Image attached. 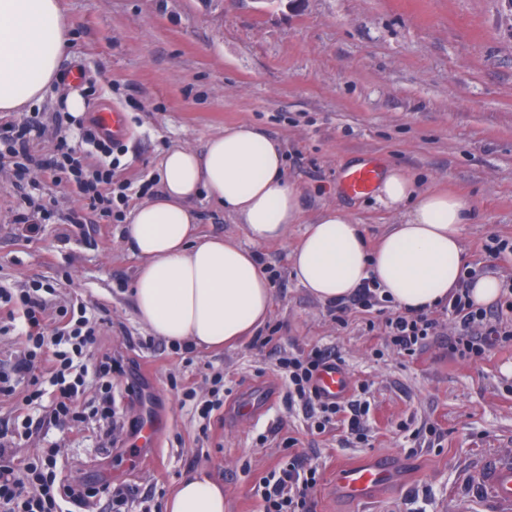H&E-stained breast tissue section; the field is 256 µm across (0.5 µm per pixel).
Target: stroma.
Masks as SVG:
<instances>
[{
  "mask_svg": "<svg viewBox=\"0 0 512 512\" xmlns=\"http://www.w3.org/2000/svg\"><path fill=\"white\" fill-rule=\"evenodd\" d=\"M72 47L60 87L29 109L42 129L32 153L55 152L59 90L78 89L89 114L125 112L117 176L157 175L175 145L201 148L231 125H256L284 145L285 167L300 189L303 221L287 239L261 247L273 303L261 328L267 345L244 338L222 350L175 354L134 311L137 260L122 225L84 211L65 184L39 172L17 182L0 157V286L42 288L55 309L83 298L101 324L88 353L137 366L114 377L117 418L107 442L93 415L33 434L16 453L28 458L56 440L61 480L121 484L129 512L163 507L180 479L201 467L224 484V512H262L255 490L299 454L318 469L313 512H486L471 480L496 454L512 455V344L464 362L448 350L450 322L416 355L398 353L385 333L384 303L337 316L293 277L288 254L322 206L343 204L377 241L395 223L374 194L342 183L354 164H395L430 187L454 190L478 210L464 225L469 269L512 282V265L488 257L490 237L512 240V0H62ZM83 79L73 82L74 70ZM41 204L35 237L16 222L24 196ZM334 348L365 402L363 430L340 419L318 430L289 406L279 357ZM220 393L210 420L184 405ZM274 398L256 417L235 416L251 393ZM153 418L155 444L139 438ZM372 455L406 461L400 484L375 502L334 498L338 464ZM151 504H144V497Z\"/></svg>",
  "mask_w": 512,
  "mask_h": 512,
  "instance_id": "1",
  "label": "stroma"
}]
</instances>
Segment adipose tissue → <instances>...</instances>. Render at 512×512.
<instances>
[{"mask_svg":"<svg viewBox=\"0 0 512 512\" xmlns=\"http://www.w3.org/2000/svg\"><path fill=\"white\" fill-rule=\"evenodd\" d=\"M71 30L59 0H0V113L40 104L59 80ZM158 187L136 205L123 228L138 259L133 299L138 321L169 343L219 349L254 334L273 297L257 247L304 231L289 254L298 284L333 302L367 280L399 309L430 310L447 302L464 268L461 229L476 207L420 185L390 166L375 196L396 224L377 244L345 208L328 205L304 223L300 190L288 179L279 141L252 125H233L202 148L172 147L161 159ZM206 197L240 224L242 238L202 237L194 202ZM165 512H224V485L200 469L184 476Z\"/></svg>","mask_w":512,"mask_h":512,"instance_id":"1","label":"adipose tissue"}]
</instances>
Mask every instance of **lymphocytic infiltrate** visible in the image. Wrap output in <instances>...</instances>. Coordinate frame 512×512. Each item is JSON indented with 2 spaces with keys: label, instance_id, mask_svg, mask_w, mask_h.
<instances>
[{
  "label": "lymphocytic infiltrate",
  "instance_id": "lymphocytic-infiltrate-1",
  "mask_svg": "<svg viewBox=\"0 0 512 512\" xmlns=\"http://www.w3.org/2000/svg\"><path fill=\"white\" fill-rule=\"evenodd\" d=\"M34 127L26 121L0 127V144L17 160L19 171L35 167L49 176L65 174L66 181L83 200L86 208L97 210L103 216L121 218L127 203L131 180L118 179L115 170L120 161L114 152L118 142L102 132L97 122H89L82 129L81 146L71 145L67 134H60L56 153L44 159L28 151ZM97 154L94 169L83 166L79 153ZM470 276H463L455 293L443 307L453 322L455 333L448 340L450 351L463 359L483 357L494 348L512 342V328L503 326L500 312L474 307L469 299ZM77 319L60 314L48 318L46 301L28 291L18 293L0 288V310L8 314L22 313L18 334L27 351L12 370L0 369V396H12L18 386H25L23 406L15 421L16 428L0 424V512H64V504L79 508L89 506L91 499H102L108 512H123L129 495L123 489L110 485L94 486L88 483L60 482L54 472L44 471L33 460L16 462L14 450L20 441L32 436V411L43 412L45 423L77 418V405L89 391L98 394L96 413L105 436H114L118 421L112 407V376L123 373L122 364L105 353L90 360L85 355L88 344L94 343L100 325L88 317L82 301L72 304ZM440 326L438 318L427 312H398L386 321L387 334L393 347L406 355L415 354L425 340L435 335ZM339 354L331 349H317L305 356L281 358L278 369L288 379V397L301 401L311 415L321 416L323 423L348 412L350 430L361 428L360 410H347L345 401H325L318 393L314 379L321 367L338 361ZM304 462L294 458L283 469L275 482H263L258 490L266 504L264 512H307L308 497L316 480L302 477ZM295 487L294 495H287V487Z\"/></svg>",
  "mask_w": 512,
  "mask_h": 512
}]
</instances>
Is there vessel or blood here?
Segmentation results:
<instances>
[{
	"instance_id": "1",
	"label": "vessel or blood",
	"mask_w": 512,
	"mask_h": 512,
	"mask_svg": "<svg viewBox=\"0 0 512 512\" xmlns=\"http://www.w3.org/2000/svg\"><path fill=\"white\" fill-rule=\"evenodd\" d=\"M98 122L113 138L120 140L128 133L124 114L119 110L99 113ZM378 177V168L366 165L347 172L344 187L349 193L364 194L372 189ZM315 384L322 397L328 400L345 397L350 389L346 370L333 364L320 369ZM401 471V463L387 456H369L341 464L336 468L333 493L354 503L371 502L399 482ZM473 489L485 498L488 512H512V457H499L480 471Z\"/></svg>"
}]
</instances>
